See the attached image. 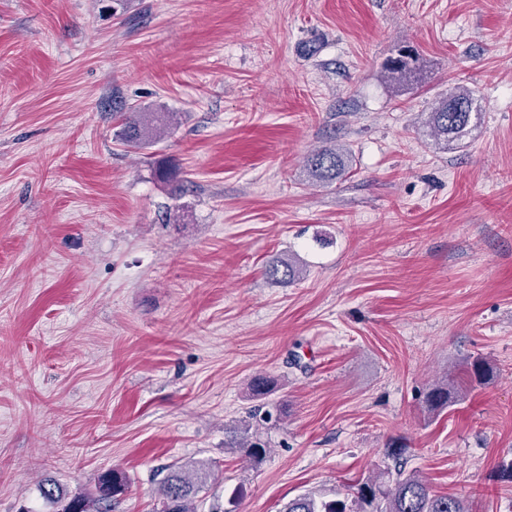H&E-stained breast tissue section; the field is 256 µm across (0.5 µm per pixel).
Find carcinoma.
<instances>
[{
    "mask_svg": "<svg viewBox=\"0 0 512 512\" xmlns=\"http://www.w3.org/2000/svg\"><path fill=\"white\" fill-rule=\"evenodd\" d=\"M414 49H398L397 56L386 62L393 78L401 79L413 70ZM482 108L474 92L458 90L440 99L429 112L430 137L438 144L464 140L481 121ZM174 113L128 112L115 131L116 139L139 149L174 129ZM311 179L322 184L335 182L351 168L350 152L336 146L320 148L307 157ZM267 278L289 283L300 277L303 268L293 259L279 260L266 267ZM466 376L472 384H482L493 376V367L482 357L466 364ZM461 388L444 380L432 384L424 396L425 408L440 413L456 402ZM227 447L235 448L254 465L263 461L268 448L258 431H244L232 436ZM406 449L389 446L391 464L356 482L340 499L322 500L300 495L288 501L284 512H469L463 501L432 492L420 475L406 471ZM210 478V467L204 464L189 468L168 469L160 488V512H196V495ZM128 489L127 478L117 470H108L97 478L95 491L69 495L54 483L40 485L42 497L55 507V512H112V503Z\"/></svg>",
    "mask_w": 512,
    "mask_h": 512,
    "instance_id": "1",
    "label": "carcinoma"
}]
</instances>
